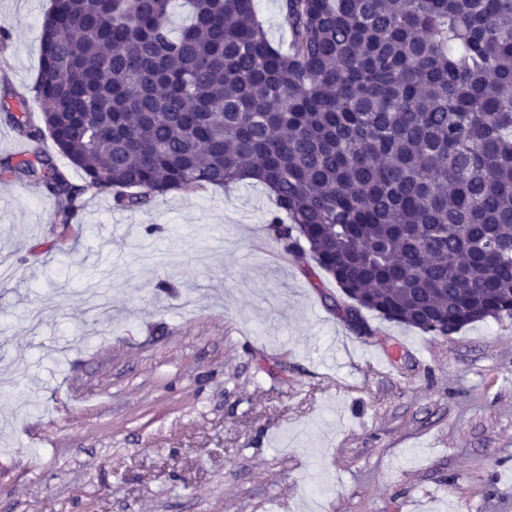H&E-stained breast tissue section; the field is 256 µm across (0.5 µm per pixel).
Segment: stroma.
Wrapping results in <instances>:
<instances>
[{
	"mask_svg": "<svg viewBox=\"0 0 512 512\" xmlns=\"http://www.w3.org/2000/svg\"><path fill=\"white\" fill-rule=\"evenodd\" d=\"M50 0H0V101L33 99ZM266 188L69 224L0 174V512H512V317L449 336L284 252Z\"/></svg>",
	"mask_w": 512,
	"mask_h": 512,
	"instance_id": "1",
	"label": "stroma"
}]
</instances>
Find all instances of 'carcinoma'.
<instances>
[{
	"instance_id": "obj_1",
	"label": "carcinoma",
	"mask_w": 512,
	"mask_h": 512,
	"mask_svg": "<svg viewBox=\"0 0 512 512\" xmlns=\"http://www.w3.org/2000/svg\"><path fill=\"white\" fill-rule=\"evenodd\" d=\"M52 0L33 145L0 172L69 224L88 191L139 210L253 180L287 253L308 251L356 308L449 336L512 317V0H282L288 49L254 0ZM83 173L76 185L40 149Z\"/></svg>"
}]
</instances>
